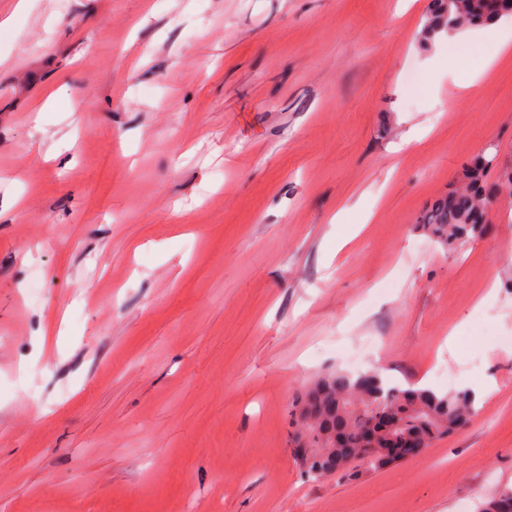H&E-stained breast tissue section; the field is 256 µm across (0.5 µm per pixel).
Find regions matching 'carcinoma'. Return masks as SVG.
I'll list each match as a JSON object with an SVG mask.
<instances>
[{"label": "carcinoma", "instance_id": "1", "mask_svg": "<svg viewBox=\"0 0 512 512\" xmlns=\"http://www.w3.org/2000/svg\"><path fill=\"white\" fill-rule=\"evenodd\" d=\"M512 15V0H435L422 30L429 41L466 22H487ZM498 164L490 149L478 154L465 170L468 187L436 200L420 217V224L444 248L475 241L483 235L485 214L479 203L485 195L484 174ZM293 419V454L309 479L330 476L357 462L369 469L401 460L382 453L393 448L394 437L408 436L414 449L428 448L464 427L478 414L471 390L453 394L429 388L392 385L382 371L352 374L342 369L326 372L296 399ZM391 412L397 425L391 436L371 431L373 422Z\"/></svg>", "mask_w": 512, "mask_h": 512}]
</instances>
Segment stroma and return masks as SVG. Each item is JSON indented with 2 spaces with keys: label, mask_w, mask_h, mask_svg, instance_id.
<instances>
[{
  "label": "stroma",
  "mask_w": 512,
  "mask_h": 512,
  "mask_svg": "<svg viewBox=\"0 0 512 512\" xmlns=\"http://www.w3.org/2000/svg\"><path fill=\"white\" fill-rule=\"evenodd\" d=\"M0 0V512H477L512 489V199L419 224L487 146L432 0ZM65 88L63 97L49 92ZM485 389L421 455L307 478L319 373Z\"/></svg>",
  "instance_id": "obj_1"
}]
</instances>
